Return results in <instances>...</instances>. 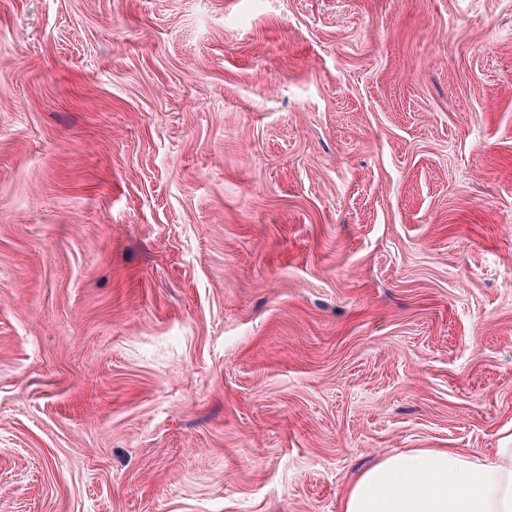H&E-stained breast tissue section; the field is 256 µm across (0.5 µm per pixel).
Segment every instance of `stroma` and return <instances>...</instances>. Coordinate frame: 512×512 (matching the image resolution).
Masks as SVG:
<instances>
[{
  "label": "stroma",
  "instance_id": "obj_1",
  "mask_svg": "<svg viewBox=\"0 0 512 512\" xmlns=\"http://www.w3.org/2000/svg\"><path fill=\"white\" fill-rule=\"evenodd\" d=\"M509 436L512 0H0V512Z\"/></svg>",
  "mask_w": 512,
  "mask_h": 512
}]
</instances>
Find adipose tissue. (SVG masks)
<instances>
[{
  "label": "adipose tissue",
  "instance_id": "ef3b65f1",
  "mask_svg": "<svg viewBox=\"0 0 512 512\" xmlns=\"http://www.w3.org/2000/svg\"><path fill=\"white\" fill-rule=\"evenodd\" d=\"M342 512H512V436L488 455L392 450L350 483Z\"/></svg>",
  "mask_w": 512,
  "mask_h": 512
}]
</instances>
